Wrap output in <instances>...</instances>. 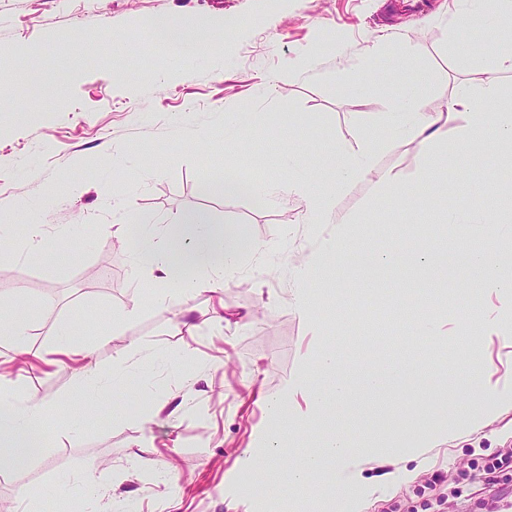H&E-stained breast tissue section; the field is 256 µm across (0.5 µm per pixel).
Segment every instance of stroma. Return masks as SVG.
I'll use <instances>...</instances> for the list:
<instances>
[{"mask_svg":"<svg viewBox=\"0 0 512 512\" xmlns=\"http://www.w3.org/2000/svg\"><path fill=\"white\" fill-rule=\"evenodd\" d=\"M458 9V0H0V316L30 318L23 340L0 335V397L49 409L43 451L22 466L0 464V508L260 512L240 485L259 479L250 461L273 427L266 400L284 397L302 371L328 408L311 433L281 432L280 481L301 454L340 431L388 448L412 473L403 480L373 470L366 512L512 505V465L495 464L512 450V410L471 432L444 431L432 451H418L449 416L446 391L465 355L459 322L495 298L475 279L464 293L449 288L447 273L476 238L444 217L476 184L512 214V144L471 145L465 167L438 176L427 208L395 198L371 205L368 182L340 193L338 209L351 217L359 247L313 280L314 337L295 310V271L335 237V225L300 223L295 198L273 207L199 192L227 170L287 178L281 159L291 150L309 154L321 184L332 186L330 145L353 146L364 130L379 129L391 93L404 85L424 89L430 111L445 110L459 84L483 82L499 40L480 22L449 27ZM160 15L222 29V48L174 58L151 38L149 23ZM378 37L389 50L375 57ZM459 41L471 45L469 58L455 55ZM401 42L416 60L396 52ZM78 46L86 54L74 68L66 56ZM310 54L323 76L288 79ZM364 58L368 87L358 96L351 84ZM228 112L246 129L249 152L225 140ZM380 137L376 167L415 180V144ZM194 210L270 250L244 252L217 290L181 295L172 309L152 305L154 280L134 255L141 228L162 237L165 224ZM26 211L37 214L40 236L22 223ZM442 238L449 263L435 287H424L406 260L367 269L371 251ZM135 300L140 313L111 336L113 312ZM407 304L447 319L449 334L409 335L400 320ZM65 323L78 329L79 349H62L57 330ZM128 347L144 358L113 385L112 360ZM325 350L334 368L307 370ZM476 356L494 364L493 383L512 391V319L484 337ZM378 366L398 374L369 386ZM340 382L349 390L343 397ZM82 391L94 410L78 402ZM143 457L154 468L139 469ZM271 512L354 509L309 488L281 495Z\"/></svg>","mask_w":512,"mask_h":512,"instance_id":"1","label":"stroma"}]
</instances>
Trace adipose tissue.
<instances>
[{"instance_id":"adipose-tissue-1","label":"adipose tissue","mask_w":512,"mask_h":512,"mask_svg":"<svg viewBox=\"0 0 512 512\" xmlns=\"http://www.w3.org/2000/svg\"><path fill=\"white\" fill-rule=\"evenodd\" d=\"M464 17L496 27L506 35L505 40L498 43L493 67L488 70L482 88L475 91L468 85H459L442 112L430 111L423 92L417 88L403 90L389 106L396 118L397 135L415 143L418 148L422 169L415 182H406L391 170L375 169L377 141L369 134L364 135L353 148L341 143L334 145L331 159L336 184L331 189L320 188L313 177L276 183L249 180L234 173L224 178L219 193L225 199H235L242 191L269 204L295 197L302 204L303 223L335 225V242L323 250L309 253L297 269L302 288L296 307L309 328L318 326L314 313L316 301L308 287L310 279L315 273L334 270L344 251L352 245L346 235L348 219L337 209L339 193L352 184L367 181L373 185L372 202L376 205L392 194L405 201L425 199L438 173L455 165L454 160L438 151L439 144L448 136V124L452 121L457 124V141L461 148H468L477 141L512 143V112H503L493 106L499 95L498 73L512 71V41L507 38L508 32L512 31V0H468ZM151 31L157 44L180 58H195L209 50L206 39L201 38L197 31L167 16L155 18ZM141 240L137 258L143 259L146 267L157 272L167 283L166 289L154 297L155 305L162 307L176 306L180 295L201 287L199 281H185L177 276L179 263L188 261L197 266H211L221 273L240 264L242 248L239 237L232 229H217L203 214H186L166 225L163 243H155L147 231L142 233ZM510 262L512 254L483 248L470 252L466 259L469 275L479 279L497 295L496 304L482 309L480 329L473 336L474 342H481L484 331L494 330L503 316L512 313V279L503 274L504 266ZM492 375L491 365L474 356H467L461 361L457 377L450 385L452 395L448 399V408L462 427L479 428L486 414L459 405L455 397L459 389H473L493 400L496 412L512 409V395L492 385ZM288 389L305 394L307 412L291 410L284 401L278 400L270 403V415L278 425L287 426L289 431L307 432L314 428L326 404L321 394L311 387L306 375L291 379ZM44 423L42 404L1 398L0 457H10L33 447L35 436L44 431ZM385 457V451L375 450L371 445L361 452L353 450L345 436L337 433L323 441L321 452L307 454L298 466L289 470L287 486L268 482L262 484L261 490L266 495L276 496L282 489L300 491L316 481L323 493L345 497L358 506L372 493L363 478L365 464L383 463Z\"/></svg>"}]
</instances>
